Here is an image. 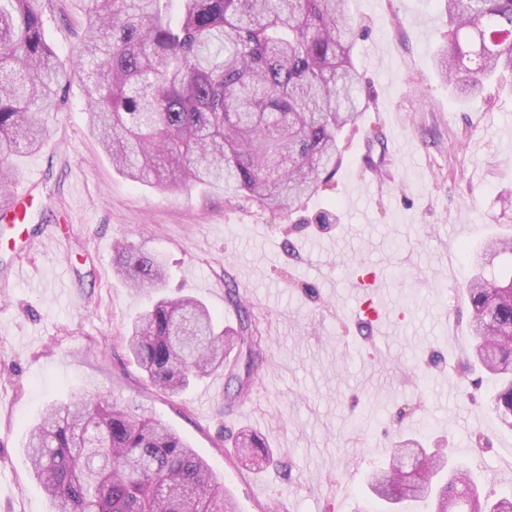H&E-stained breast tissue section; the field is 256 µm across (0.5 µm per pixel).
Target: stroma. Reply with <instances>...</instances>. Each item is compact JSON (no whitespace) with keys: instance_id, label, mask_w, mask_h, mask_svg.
Returning <instances> with one entry per match:
<instances>
[{"instance_id":"stroma-1","label":"stroma","mask_w":512,"mask_h":512,"mask_svg":"<svg viewBox=\"0 0 512 512\" xmlns=\"http://www.w3.org/2000/svg\"><path fill=\"white\" fill-rule=\"evenodd\" d=\"M87 5L52 2L46 38L64 62ZM348 8L363 111L328 190L297 210L131 182L91 134L77 80L45 115L47 143L0 159L11 186L32 184L24 221L38 229L19 261L0 222V512H51L23 445L47 402L83 394L168 425L231 480L240 512H381L368 480L401 436L447 449L481 495L512 493V430L467 360L465 299L473 251L512 233V75L460 98L434 67L448 34L437 0ZM123 243L157 254L166 294L196 296L230 330L225 283L237 285L264 337L249 396L229 399L220 372L177 397L146 383L123 338L149 299L113 269ZM369 273L380 291L361 286ZM377 295L385 318L363 330L359 305ZM243 431L286 469L241 463Z\"/></svg>"}]
</instances>
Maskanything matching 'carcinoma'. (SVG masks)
Wrapping results in <instances>:
<instances>
[{"instance_id":"cac0c4a2","label":"carcinoma","mask_w":512,"mask_h":512,"mask_svg":"<svg viewBox=\"0 0 512 512\" xmlns=\"http://www.w3.org/2000/svg\"><path fill=\"white\" fill-rule=\"evenodd\" d=\"M82 73L89 83L92 134L130 181L162 189L204 186L244 194L272 212L318 194L342 161L340 136L363 109L353 61L348 0H89ZM448 44L436 66L460 93L512 73V0H442ZM50 0H0V156L39 150L50 136L40 118L72 75L45 35ZM484 251L512 261V237ZM115 271L149 294L165 286L161 259L132 245L115 249ZM491 275L466 284L473 352L493 374V404L512 427V290ZM239 313L217 330L209 309L190 297L162 298L132 324L127 343L149 384L170 395L224 368L236 395L248 394L263 355L253 313L225 283ZM237 454L268 451L253 434ZM25 452L52 512H226L210 467L165 424L93 395L46 406ZM448 461L412 439L389 449L369 481L388 503L422 502ZM469 481L451 472L439 510Z\"/></svg>"}]
</instances>
